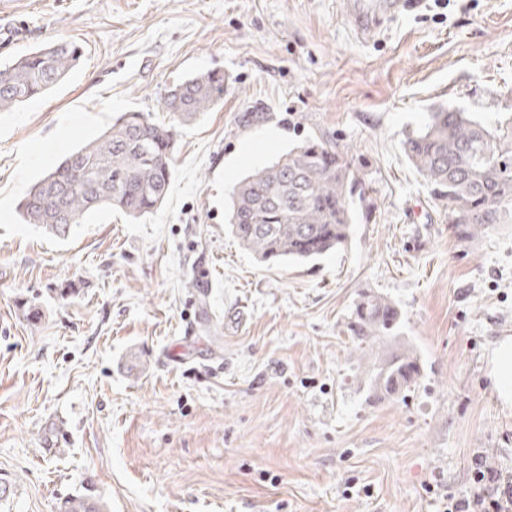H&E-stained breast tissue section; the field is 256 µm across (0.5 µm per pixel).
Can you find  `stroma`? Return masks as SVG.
Returning a JSON list of instances; mask_svg holds the SVG:
<instances>
[{
  "instance_id": "35a3bbf8",
  "label": "stroma",
  "mask_w": 512,
  "mask_h": 512,
  "mask_svg": "<svg viewBox=\"0 0 512 512\" xmlns=\"http://www.w3.org/2000/svg\"><path fill=\"white\" fill-rule=\"evenodd\" d=\"M0 24L23 30L0 63L83 51L0 112V512L78 494L107 512H441L474 453L512 467L490 362L512 333V224L454 242L401 146L440 106L512 118V0H422L363 42L346 0H0ZM213 69L223 104L175 123L167 90ZM128 111L176 125L164 204L65 238L21 223L28 188ZM309 137L348 152L368 206L342 249L260 264L225 207ZM364 292L402 317L374 352L420 358L406 398L369 395L346 327Z\"/></svg>"
}]
</instances>
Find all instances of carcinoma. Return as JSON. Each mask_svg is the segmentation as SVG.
I'll return each mask as SVG.
<instances>
[{
    "mask_svg": "<svg viewBox=\"0 0 512 512\" xmlns=\"http://www.w3.org/2000/svg\"><path fill=\"white\" fill-rule=\"evenodd\" d=\"M81 48L56 41L0 64V112L58 85L78 65ZM224 102V73L211 70L174 85L164 108L190 121ZM172 125L142 112L112 118L95 140L66 153L18 204L24 224L56 237L91 214L117 210L137 220L166 199L173 176ZM404 153L448 209V229L467 241L492 224L512 223V120L482 124L463 109L438 107L404 134ZM352 163L337 149L309 138L280 159L247 174L232 190L227 224L259 262H307L343 247L350 238ZM401 315L386 297L364 294L354 303L349 331L358 347L394 336ZM421 374L416 352L380 360L371 378L375 397H404ZM89 495L65 500L59 512H104Z\"/></svg>",
    "mask_w": 512,
    "mask_h": 512,
    "instance_id": "cac0c4a2",
    "label": "carcinoma"
}]
</instances>
